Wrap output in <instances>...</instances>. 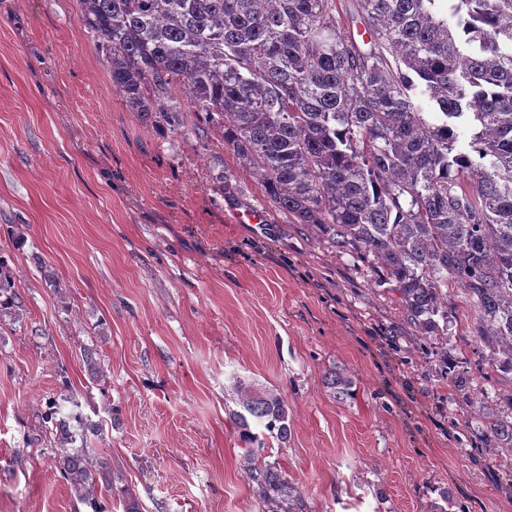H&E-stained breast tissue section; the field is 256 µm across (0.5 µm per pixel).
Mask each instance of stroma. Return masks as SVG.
<instances>
[{
	"mask_svg": "<svg viewBox=\"0 0 512 512\" xmlns=\"http://www.w3.org/2000/svg\"><path fill=\"white\" fill-rule=\"evenodd\" d=\"M75 0H0V512H261L236 384L288 402L266 454L304 512H512V456L478 408L512 390L448 292V359L395 296L289 223L215 133L152 127L112 93ZM265 210L263 225L237 211ZM353 397L336 398V369ZM97 433L111 491L77 500L50 402ZM12 279H11V270L7 263V260L0 255V298L5 295V299H0V312L2 313L4 310H9L8 313L18 315L16 310L11 312L14 307H20L15 305V301L17 299L16 293L11 291L8 294V291L12 288Z\"/></svg>",
	"mask_w": 512,
	"mask_h": 512,
	"instance_id": "1",
	"label": "stroma"
}]
</instances>
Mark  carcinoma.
Returning a JSON list of instances; mask_svg holds the SVG:
<instances>
[{
	"mask_svg": "<svg viewBox=\"0 0 512 512\" xmlns=\"http://www.w3.org/2000/svg\"><path fill=\"white\" fill-rule=\"evenodd\" d=\"M438 2L77 0V17L126 107L154 124L204 117L290 223L367 261L417 338L448 334V289L463 290V333L512 374V0ZM11 288L0 254V312L15 307ZM330 385L353 395L343 372ZM237 393L262 512H304L257 433L288 442L287 401ZM45 419L72 444L97 431L59 408ZM485 419L511 453L512 392ZM59 470L84 502L97 481L110 489L83 448Z\"/></svg>",
	"mask_w": 512,
	"mask_h": 512,
	"instance_id": "carcinoma-1",
	"label": "carcinoma"
}]
</instances>
